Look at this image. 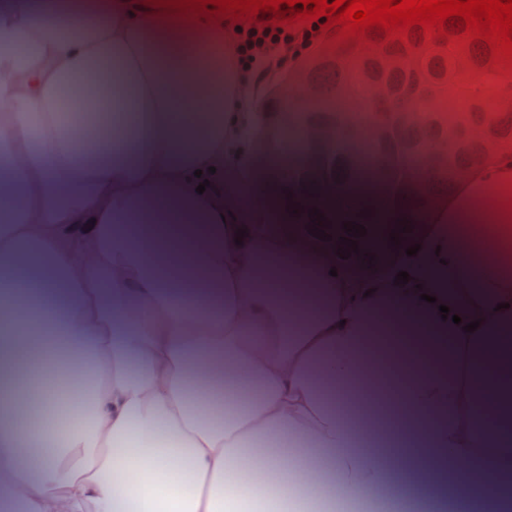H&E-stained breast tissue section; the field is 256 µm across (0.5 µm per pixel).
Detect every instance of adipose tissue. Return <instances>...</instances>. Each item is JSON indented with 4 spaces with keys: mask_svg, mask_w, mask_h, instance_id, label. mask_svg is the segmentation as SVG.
<instances>
[{
    "mask_svg": "<svg viewBox=\"0 0 512 512\" xmlns=\"http://www.w3.org/2000/svg\"><path fill=\"white\" fill-rule=\"evenodd\" d=\"M227 78L210 12L0 0V504L379 512L389 476L330 401L338 383L409 448L419 512L440 493L457 512H504L512 228L476 201L492 192L512 211V160L447 178L431 157L406 166L336 139L324 114L271 117L282 151L359 159L355 181L319 183L314 204L400 227L387 270L357 274L299 226L260 223L253 160L269 144L250 100L225 108ZM89 91L97 117L79 131L62 104ZM33 361L91 379L90 416L64 440ZM36 442L52 450L32 469Z\"/></svg>",
    "mask_w": 512,
    "mask_h": 512,
    "instance_id": "ef3b65f1",
    "label": "adipose tissue"
}]
</instances>
